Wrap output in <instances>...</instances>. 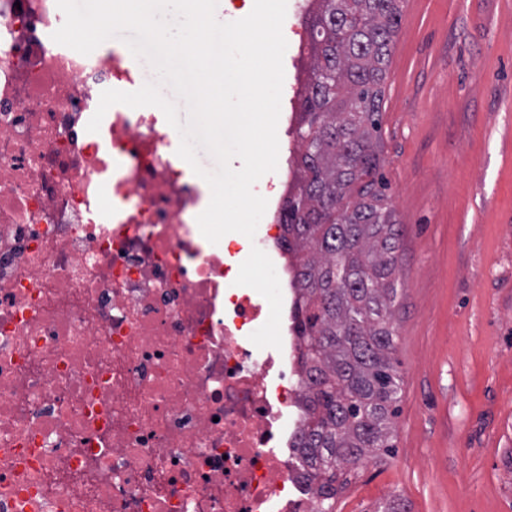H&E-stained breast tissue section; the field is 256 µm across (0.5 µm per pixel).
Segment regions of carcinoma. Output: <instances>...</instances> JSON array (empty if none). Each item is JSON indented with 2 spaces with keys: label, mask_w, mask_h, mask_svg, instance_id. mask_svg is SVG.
Segmentation results:
<instances>
[{
  "label": "carcinoma",
  "mask_w": 512,
  "mask_h": 512,
  "mask_svg": "<svg viewBox=\"0 0 512 512\" xmlns=\"http://www.w3.org/2000/svg\"><path fill=\"white\" fill-rule=\"evenodd\" d=\"M310 77L283 206L306 417L300 465L319 512L343 469L392 447L402 377L393 308L399 237L381 168L383 84L405 0H312Z\"/></svg>",
  "instance_id": "1"
}]
</instances>
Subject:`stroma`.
Segmentation results:
<instances>
[{
  "label": "stroma",
  "instance_id": "obj_1",
  "mask_svg": "<svg viewBox=\"0 0 512 512\" xmlns=\"http://www.w3.org/2000/svg\"><path fill=\"white\" fill-rule=\"evenodd\" d=\"M383 90L402 394L391 452L351 467L336 512H512V0H406Z\"/></svg>",
  "mask_w": 512,
  "mask_h": 512
}]
</instances>
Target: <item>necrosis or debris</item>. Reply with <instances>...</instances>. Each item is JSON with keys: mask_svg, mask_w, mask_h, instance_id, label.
<instances>
[{"mask_svg": "<svg viewBox=\"0 0 512 512\" xmlns=\"http://www.w3.org/2000/svg\"><path fill=\"white\" fill-rule=\"evenodd\" d=\"M56 0H0V512H317L297 465L296 339L233 288L203 179L129 49L53 41Z\"/></svg>", "mask_w": 512, "mask_h": 512, "instance_id": "4bbe7bcc", "label": "necrosis or debris"}]
</instances>
